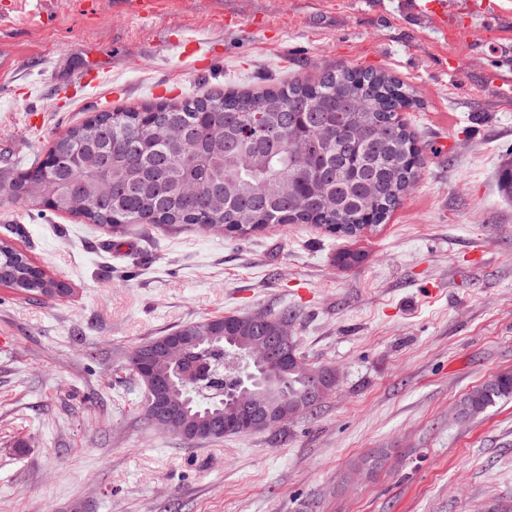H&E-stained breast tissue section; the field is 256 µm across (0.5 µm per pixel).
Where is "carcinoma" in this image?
I'll list each match as a JSON object with an SVG mask.
<instances>
[{"label": "carcinoma", "mask_w": 512, "mask_h": 512, "mask_svg": "<svg viewBox=\"0 0 512 512\" xmlns=\"http://www.w3.org/2000/svg\"><path fill=\"white\" fill-rule=\"evenodd\" d=\"M412 104L396 78L342 67L316 82L297 79L255 94L229 90L144 110L97 112L57 138L43 158L21 165L0 191L29 210L66 213L111 232L131 224H186L242 237L271 224H315L332 236L355 237L385 223L419 177L421 148L401 116ZM255 112L287 120L301 150L286 141L242 139ZM165 123L183 126L186 140L158 143ZM498 184L512 199L511 159L499 168ZM362 260L357 250L336 255L341 269ZM0 282L31 295L70 293L2 240ZM255 318L231 314L184 324L134 346L127 366L142 387L157 381L162 395L182 403L189 426L204 432L214 415L224 435H249L253 430L230 399L180 379L168 358L155 357L143 374L139 365L143 353L171 337L187 360L239 353L256 337L274 335L288 312L265 314L263 323ZM271 369L282 371L296 396L317 371L296 350ZM511 399L512 372L504 371L466 394L458 412L469 419Z\"/></svg>", "instance_id": "1"}]
</instances>
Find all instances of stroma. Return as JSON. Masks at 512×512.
I'll return each mask as SVG.
<instances>
[{
  "label": "stroma",
  "mask_w": 512,
  "mask_h": 512,
  "mask_svg": "<svg viewBox=\"0 0 512 512\" xmlns=\"http://www.w3.org/2000/svg\"><path fill=\"white\" fill-rule=\"evenodd\" d=\"M409 0H0V184L91 112L228 85L258 91L342 65L403 82L420 177L385 224L333 237L273 224L243 238L192 226L110 235L0 195V238L66 297L0 284V512H486L512 502V400H460L512 371V31L480 12L463 40ZM215 56L207 72L192 60ZM105 65L96 86L73 75ZM364 260L339 269V249ZM289 311L335 389L284 425L190 443L143 417L132 347L188 322ZM370 473L350 466L377 449ZM512 399V372H500L474 388L461 400L458 412L469 419L486 411L500 401Z\"/></svg>",
  "instance_id": "stroma-1"
}]
</instances>
